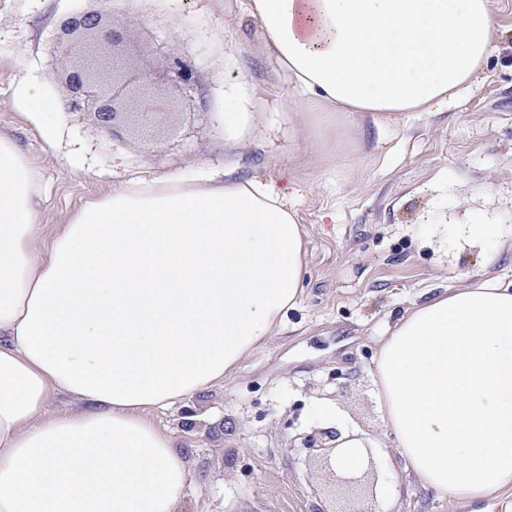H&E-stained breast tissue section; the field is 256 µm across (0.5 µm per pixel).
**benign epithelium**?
I'll list each match as a JSON object with an SVG mask.
<instances>
[{"mask_svg":"<svg viewBox=\"0 0 512 512\" xmlns=\"http://www.w3.org/2000/svg\"><path fill=\"white\" fill-rule=\"evenodd\" d=\"M64 35L76 32L92 34L96 37L99 53L112 58V80L105 81L101 71L90 63L70 67L65 73V84L69 91L66 107L72 112L94 114L98 126L108 134L117 135V125L128 123L127 116L136 115L148 122L156 115L173 111L172 104L165 97L154 93L152 80L142 72L117 74L122 50L125 47L123 31L105 29L101 25V15L96 11H81L64 18L60 24ZM165 67L172 74L173 81L185 89L195 83L192 69L181 60L168 56ZM337 430L314 428L301 437L302 447L309 458L331 468V454L337 447Z\"/></svg>","mask_w":512,"mask_h":512,"instance_id":"benign-epithelium-1","label":"benign epithelium"}]
</instances>
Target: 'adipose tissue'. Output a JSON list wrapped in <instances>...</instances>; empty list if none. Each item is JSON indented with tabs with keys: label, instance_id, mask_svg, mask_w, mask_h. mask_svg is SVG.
<instances>
[{
	"label": "adipose tissue",
	"instance_id": "ef3b65f1",
	"mask_svg": "<svg viewBox=\"0 0 512 512\" xmlns=\"http://www.w3.org/2000/svg\"><path fill=\"white\" fill-rule=\"evenodd\" d=\"M308 100L374 126L451 105L500 33L491 0H250ZM40 172L0 130V512H177L188 471L151 415L228 378L301 288L298 215L270 183L136 179L48 249ZM385 436L421 487L512 512V280L448 290L382 340ZM80 409H47L51 394ZM337 473L371 440L338 425Z\"/></svg>",
	"mask_w": 512,
	"mask_h": 512
}]
</instances>
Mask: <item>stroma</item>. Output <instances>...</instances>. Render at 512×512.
Listing matches in <instances>:
<instances>
[{
  "label": "stroma",
  "instance_id": "obj_1",
  "mask_svg": "<svg viewBox=\"0 0 512 512\" xmlns=\"http://www.w3.org/2000/svg\"><path fill=\"white\" fill-rule=\"evenodd\" d=\"M80 10L121 28L130 64L177 98L173 126L114 138L93 114L64 110L56 38ZM492 19L501 39L460 100L380 131L301 100L249 0H0V129L14 132L48 187L40 248L86 202L136 177L228 167L273 182L298 213L302 288L279 336L224 382L155 416L190 472L180 512H359V489L334 487L300 446L316 404L380 433L379 340L437 293L512 277V0H494ZM170 54L193 69V90L171 83ZM31 79L60 107L53 140L40 132V106L20 97ZM229 112L251 113L243 138L225 135ZM470 224L499 225L500 235L468 237ZM381 483L399 495L376 498L379 512H466L403 468Z\"/></svg>",
  "mask_w": 512,
  "mask_h": 512
}]
</instances>
